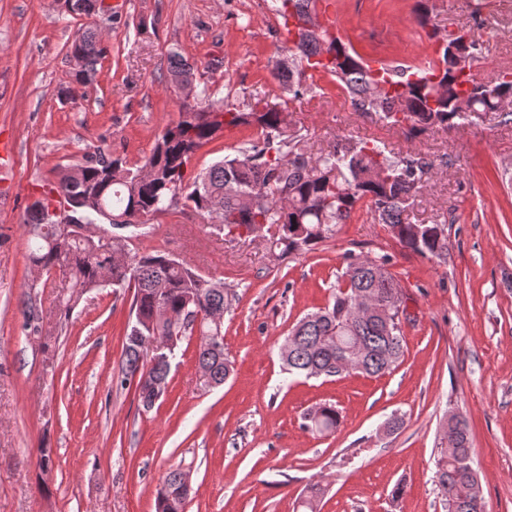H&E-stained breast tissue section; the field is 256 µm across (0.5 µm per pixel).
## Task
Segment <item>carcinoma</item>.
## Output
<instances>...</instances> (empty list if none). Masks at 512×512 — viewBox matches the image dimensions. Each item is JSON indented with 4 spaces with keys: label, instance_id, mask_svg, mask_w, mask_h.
Listing matches in <instances>:
<instances>
[{
    "label": "carcinoma",
    "instance_id": "cac0c4a2",
    "mask_svg": "<svg viewBox=\"0 0 512 512\" xmlns=\"http://www.w3.org/2000/svg\"><path fill=\"white\" fill-rule=\"evenodd\" d=\"M318 2L279 0L274 8L288 38L272 75L292 98L316 92L311 72L322 71L349 94L357 111L374 113L412 137L451 130L471 114H492L501 124L512 122V109L502 107V102H512V69L487 81L477 78L473 65L481 44L474 29H440L433 22L430 0H415L412 12L433 44L435 58L423 70H396L387 80L376 79L353 46L319 21ZM70 53L84 61L73 82L90 84L104 53L99 32H77ZM180 76L192 77L194 69L174 51L168 57V81ZM283 113L267 104L242 112L222 99L197 98L192 105L181 106L177 120L166 126L142 164L129 167L122 158L88 154L82 164L60 171L55 181L42 185L36 207L28 208L31 265L49 278L58 268L68 276L66 293L58 296L57 304L64 318L84 294L103 287V276L112 279L114 288L133 289L118 387L137 386L144 379L158 383L159 393L165 394L178 343L194 335L199 340L201 374L208 376L210 387L223 385L233 365L224 351L223 323L211 316L228 309L230 300L223 281L207 279L160 251H134L130 267L120 264L113 244L103 236L107 224L166 211L182 200L219 228L261 237L271 249L293 254L326 239L333 226L347 223L364 204L405 248L428 259L447 257V225L410 224L403 218L409 201L430 179L432 162L354 139H341L314 157L304 138L288 131ZM241 127L257 129L259 137L244 143L232 157L196 173L188 170L201 148ZM86 196L93 200V208L79 210V218L97 225L101 235L91 240L61 237L56 210ZM346 260L329 304L301 318L286 337L287 345L281 346L288 373L307 378L350 372L379 376L403 356L405 308L398 283L381 261L350 255ZM158 296L173 316L191 315L199 323L187 325L165 351L166 360L150 367L139 352V337L173 338L172 322L154 316ZM339 424L340 414L332 404L304 415L303 427L312 433H331ZM471 454L466 419L449 416L435 472L446 512H483ZM182 476L179 469L166 473L156 512H184L189 491ZM325 492L322 483L311 485L301 500L304 512H315Z\"/></svg>",
    "mask_w": 512,
    "mask_h": 512
}]
</instances>
